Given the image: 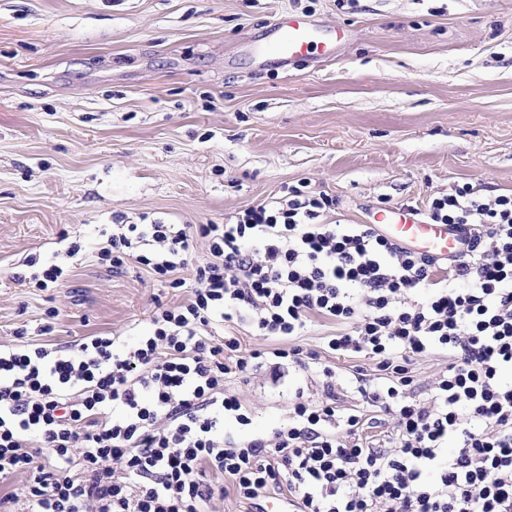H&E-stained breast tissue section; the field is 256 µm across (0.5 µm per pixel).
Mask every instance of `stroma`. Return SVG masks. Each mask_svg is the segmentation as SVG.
I'll return each instance as SVG.
<instances>
[{"instance_id":"35a3bbf8","label":"stroma","mask_w":512,"mask_h":512,"mask_svg":"<svg viewBox=\"0 0 512 512\" xmlns=\"http://www.w3.org/2000/svg\"><path fill=\"white\" fill-rule=\"evenodd\" d=\"M303 7L0 0V344L45 324L62 346L127 340L192 298L206 240L174 288L135 260L100 263L116 224H225L302 178L343 224L457 183L512 193V0H315L313 20L349 32L335 61L256 58L252 39ZM50 262L65 281L33 287ZM325 363L341 406L373 417V438L390 432L357 391V358L328 353L279 379L268 362L228 379L253 421L225 432L287 426L295 391L321 400Z\"/></svg>"}]
</instances>
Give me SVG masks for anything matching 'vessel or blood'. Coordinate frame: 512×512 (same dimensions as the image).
<instances>
[{
    "label": "vessel or blood",
    "instance_id": "obj_1",
    "mask_svg": "<svg viewBox=\"0 0 512 512\" xmlns=\"http://www.w3.org/2000/svg\"><path fill=\"white\" fill-rule=\"evenodd\" d=\"M345 32L319 36L315 21L299 14L282 15L271 29L269 40L256 44L257 56L275 55L283 62L311 54L324 59L334 58ZM380 232L393 242L420 255L449 258L463 250L460 232L445 224H431L410 208L386 209L375 216Z\"/></svg>",
    "mask_w": 512,
    "mask_h": 512
}]
</instances>
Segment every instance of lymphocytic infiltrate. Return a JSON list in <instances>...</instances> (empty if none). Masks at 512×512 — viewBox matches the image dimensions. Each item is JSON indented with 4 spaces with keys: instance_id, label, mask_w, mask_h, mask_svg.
I'll return each instance as SVG.
<instances>
[{
    "instance_id": "obj_1",
    "label": "lymphocytic infiltrate",
    "mask_w": 512,
    "mask_h": 512,
    "mask_svg": "<svg viewBox=\"0 0 512 512\" xmlns=\"http://www.w3.org/2000/svg\"><path fill=\"white\" fill-rule=\"evenodd\" d=\"M334 206L302 179L229 224L113 225L99 250L112 267L132 257L176 288L196 237L210 258L192 299L159 308L133 343L0 348V508L22 476L23 512H204L224 494L218 473L240 502L286 494L295 512H512V193L465 184L429 199L431 223L469 233L448 261L373 224L328 223ZM317 320L336 326L323 351L373 362L372 378L357 367L358 391L393 416V447L363 440L365 415L339 408L329 367L322 400L295 395L288 426L226 438V420L252 422L229 375L318 359L292 342ZM232 321L284 344L244 355L237 337L212 339ZM431 349L451 361L421 401L412 364Z\"/></svg>"
}]
</instances>
